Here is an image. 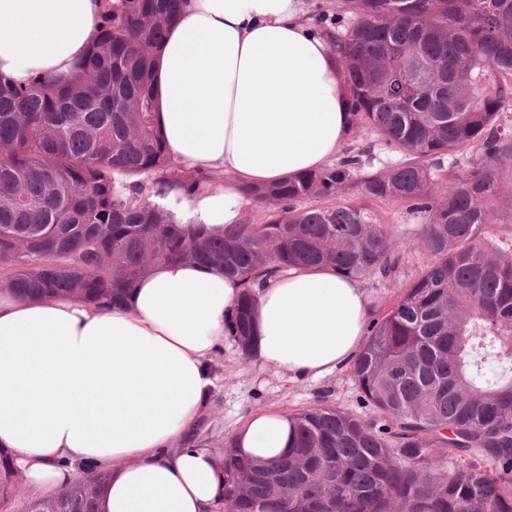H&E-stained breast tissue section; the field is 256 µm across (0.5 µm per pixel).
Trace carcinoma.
Instances as JSON below:
<instances>
[{
    "instance_id": "obj_1",
    "label": "carcinoma",
    "mask_w": 512,
    "mask_h": 512,
    "mask_svg": "<svg viewBox=\"0 0 512 512\" xmlns=\"http://www.w3.org/2000/svg\"><path fill=\"white\" fill-rule=\"evenodd\" d=\"M179 3L107 0L67 78L17 85L0 73V288L106 311L157 263L222 267L243 288L226 331L246 355L255 286L296 267L388 279L398 252L417 251L422 273L372 320L352 363L378 421L328 405L293 414L281 455H224V507L512 512V251L508 230H486L512 199V0H336L325 35L349 136L366 144L246 189L261 217L222 237L162 203L212 182L171 159L156 121L154 59ZM378 151L398 160L377 168ZM372 201L421 216L420 236L394 240ZM442 448L455 450L450 467ZM13 469L0 449L1 506ZM83 472L94 494L76 482L57 494L71 512H100L107 472Z\"/></svg>"
}]
</instances>
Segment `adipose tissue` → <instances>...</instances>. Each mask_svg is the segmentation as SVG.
Here are the masks:
<instances>
[{
    "mask_svg": "<svg viewBox=\"0 0 512 512\" xmlns=\"http://www.w3.org/2000/svg\"><path fill=\"white\" fill-rule=\"evenodd\" d=\"M104 0H0V73L20 84L71 72ZM156 118L172 159L215 174L167 205L213 234L241 223L246 188L335 161L351 114L337 55L300 0H183L155 61ZM253 352L290 380L352 363L375 312L356 280L288 270L255 288ZM240 288L223 270L158 264L121 306L0 292V446L29 484L61 490L77 465L110 470L105 512H214L224 473L213 451L177 447L214 386ZM290 416L254 413L232 438L284 452Z\"/></svg>",
    "mask_w": 512,
    "mask_h": 512,
    "instance_id": "adipose-tissue-1",
    "label": "adipose tissue"
}]
</instances>
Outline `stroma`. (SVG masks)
Listing matches in <instances>:
<instances>
[{"mask_svg": "<svg viewBox=\"0 0 512 512\" xmlns=\"http://www.w3.org/2000/svg\"><path fill=\"white\" fill-rule=\"evenodd\" d=\"M419 253L403 252L393 278L362 279L371 295L376 313H384L401 290L422 271ZM211 363L217 381L202 414L205 422L190 437L191 443L215 452L223 451L227 439L254 412L272 410L289 414L315 405L328 404L363 419L374 414L360 406L350 369L312 381L292 382L275 369L243 357L232 341H225Z\"/></svg>", "mask_w": 512, "mask_h": 512, "instance_id": "35a3bbf8", "label": "stroma"}]
</instances>
